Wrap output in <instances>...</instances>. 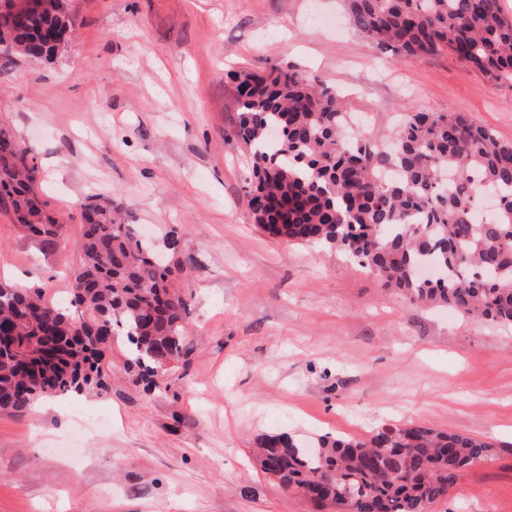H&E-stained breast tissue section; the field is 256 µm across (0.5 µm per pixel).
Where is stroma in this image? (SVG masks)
Listing matches in <instances>:
<instances>
[{
    "mask_svg": "<svg viewBox=\"0 0 512 512\" xmlns=\"http://www.w3.org/2000/svg\"><path fill=\"white\" fill-rule=\"evenodd\" d=\"M51 61L0 55V129L34 157L65 226L51 248L0 208V275L66 300L80 205L103 195L147 236L178 228L191 296L164 387L129 381L0 411V512H313L254 465L264 434L364 437L413 420L483 438L430 512H512V327L411 303L327 247L254 224L232 71L293 63L338 89L366 135L418 110L467 113L512 142V85L441 53L395 62L339 0H71Z\"/></svg>",
    "mask_w": 512,
    "mask_h": 512,
    "instance_id": "1",
    "label": "stroma"
}]
</instances>
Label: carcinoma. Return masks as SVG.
Here are the masks:
<instances>
[{
	"label": "carcinoma",
	"instance_id": "1",
	"mask_svg": "<svg viewBox=\"0 0 512 512\" xmlns=\"http://www.w3.org/2000/svg\"><path fill=\"white\" fill-rule=\"evenodd\" d=\"M350 26L399 62L446 52L494 85L512 84V17L502 0H341ZM71 33L65 0H37L19 18L0 9V52L50 59L45 33ZM237 136L251 151L249 208L268 236L344 252L412 303L444 305L465 317L512 325V142L466 113L413 112L390 150L361 133L346 139L349 113L329 87L293 64L233 74ZM443 172L456 178L446 182ZM34 158L0 131V203L45 247L64 225L34 191ZM499 196L480 221L474 188ZM79 263L69 306L0 280V410L105 387L112 345L126 338L132 383L157 387L181 359L190 296L181 238L164 240L169 260L133 224L112 217V201L81 204ZM260 470L319 512H429L492 445L417 422L366 438L323 436L308 449L287 433L266 434L253 451Z\"/></svg>",
	"mask_w": 512,
	"mask_h": 512
}]
</instances>
